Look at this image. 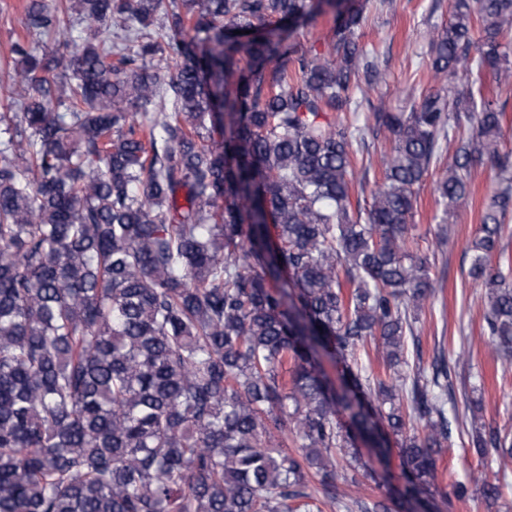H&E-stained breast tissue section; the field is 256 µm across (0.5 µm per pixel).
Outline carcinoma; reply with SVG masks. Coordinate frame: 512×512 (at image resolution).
Listing matches in <instances>:
<instances>
[{"label": "carcinoma", "mask_w": 512, "mask_h": 512, "mask_svg": "<svg viewBox=\"0 0 512 512\" xmlns=\"http://www.w3.org/2000/svg\"><path fill=\"white\" fill-rule=\"evenodd\" d=\"M343 2L68 0L61 16L24 0L21 111L0 112V512L348 510L339 461L365 467L360 438L389 464L390 435L408 486L359 512L434 495L453 381L442 351L431 375L401 372L434 294L406 234L442 142H458L445 215L473 165H495L470 276L480 340L511 369L512 154L484 76L512 85V0H450L427 56L465 81L408 112L366 98L376 53ZM328 10L326 49L304 47L294 33ZM38 34L63 52H36ZM381 134V181L354 204L353 146ZM369 347L384 373L359 363ZM323 355L354 365L341 388ZM471 444L512 456L498 428ZM475 493L492 504L501 486Z\"/></svg>", "instance_id": "1"}]
</instances>
